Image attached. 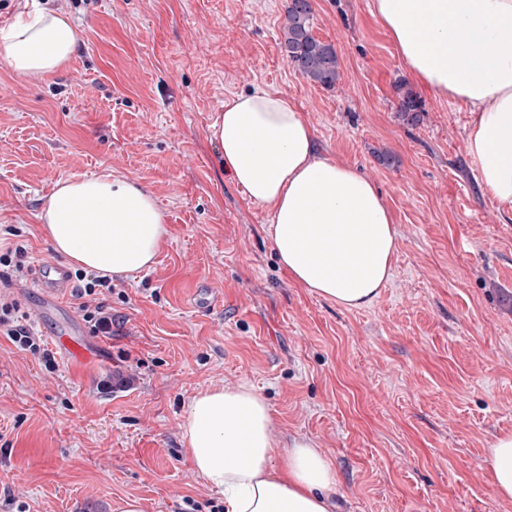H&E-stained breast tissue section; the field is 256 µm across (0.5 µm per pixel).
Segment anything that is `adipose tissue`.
<instances>
[{
  "mask_svg": "<svg viewBox=\"0 0 512 512\" xmlns=\"http://www.w3.org/2000/svg\"><path fill=\"white\" fill-rule=\"evenodd\" d=\"M405 68L470 114L467 155L481 187L512 209V0H374ZM78 41L66 16L35 6L0 28L13 71L39 78L68 62ZM224 167L264 206L290 278L347 308L370 305L398 250L392 213L374 184L321 157L313 127L279 91L226 98L213 124ZM54 251L103 276L150 268L167 237L163 210L137 181L102 175L59 181L40 215ZM182 434L195 470L224 512H335L339 486L306 437L281 442L255 388L198 392ZM498 496L512 500V434L487 459Z\"/></svg>",
  "mask_w": 512,
  "mask_h": 512,
  "instance_id": "adipose-tissue-1",
  "label": "adipose tissue"
}]
</instances>
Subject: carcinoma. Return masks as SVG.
<instances>
[{
	"label": "carcinoma",
	"mask_w": 512,
	"mask_h": 512,
	"mask_svg": "<svg viewBox=\"0 0 512 512\" xmlns=\"http://www.w3.org/2000/svg\"><path fill=\"white\" fill-rule=\"evenodd\" d=\"M310 0H288L282 24L281 51L293 68L307 80L332 88L339 78V58L333 44L316 38L310 29ZM396 112L400 120L413 125L424 113L422 101L404 82L395 84Z\"/></svg>",
	"instance_id": "cac0c4a2"
}]
</instances>
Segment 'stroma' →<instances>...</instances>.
Segmentation results:
<instances>
[{
	"label": "stroma",
	"mask_w": 512,
	"mask_h": 512,
	"mask_svg": "<svg viewBox=\"0 0 512 512\" xmlns=\"http://www.w3.org/2000/svg\"><path fill=\"white\" fill-rule=\"evenodd\" d=\"M78 31L71 60L28 79L0 57V242L56 253L40 214L56 183L108 174L150 190L168 237L147 270L112 279L95 361L46 369L0 335V498L27 512H217L181 421L191 398L248 384L281 441L331 462L338 512H512L486 459L512 433V211L479 183L470 116L406 71L372 0H312L332 43L327 89L280 51L288 0H47ZM425 109L396 115V82ZM288 95L321 156L380 190L398 232L392 275L349 309L293 283L268 211L222 164L225 98ZM395 162H379V152ZM210 288L214 310L192 307Z\"/></svg>",
	"instance_id": "35a3bbf8"
}]
</instances>
